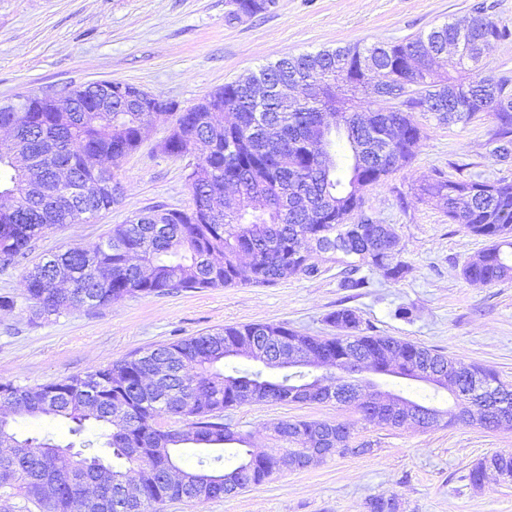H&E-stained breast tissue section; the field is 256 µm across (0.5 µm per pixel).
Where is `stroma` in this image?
Returning a JSON list of instances; mask_svg holds the SVG:
<instances>
[{
	"instance_id": "1",
	"label": "stroma",
	"mask_w": 512,
	"mask_h": 512,
	"mask_svg": "<svg viewBox=\"0 0 512 512\" xmlns=\"http://www.w3.org/2000/svg\"><path fill=\"white\" fill-rule=\"evenodd\" d=\"M484 7L512 29V0H275L264 14L229 20L230 0H0V103L16 96L60 93L93 81L134 85L190 108L225 84L241 81L287 55L348 44L404 41ZM422 141L415 157L364 192V210L395 228L405 278L387 281L362 269L368 285L341 288L344 266L328 258L319 272L257 286L136 295L97 309L76 307L34 318L24 305L0 310V380L39 386L91 367L227 325L287 324L330 336L327 314L357 311L366 334L394 336L441 350L460 365L494 369L512 384V279L470 284L463 266L483 239L449 223L416 189L436 175L512 179V159L490 153L493 122L440 124L416 113ZM171 119L157 120L140 147L116 169L120 197L112 210L38 238L30 259L78 244L94 246L129 216L157 205L189 209L187 175L200 157L160 153ZM413 308L412 320L395 317ZM349 421L362 455H332L302 470L283 469L266 482L204 503L165 502L162 512H367L369 497H397L403 512H512V482L488 474L480 487L465 478L478 459L512 449V423L494 429L440 422L394 428L361 421L333 401H270L226 410L224 421L271 449L283 420Z\"/></svg>"
}]
</instances>
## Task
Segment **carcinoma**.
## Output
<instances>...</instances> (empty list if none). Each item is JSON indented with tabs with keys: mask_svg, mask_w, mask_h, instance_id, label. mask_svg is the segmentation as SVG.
Returning <instances> with one entry per match:
<instances>
[{
	"mask_svg": "<svg viewBox=\"0 0 512 512\" xmlns=\"http://www.w3.org/2000/svg\"><path fill=\"white\" fill-rule=\"evenodd\" d=\"M239 9L228 19L262 14L274 0H234ZM512 32L481 7L461 26L444 23L408 41L350 44L335 49L283 57L264 65L244 82L228 84L208 100L232 120L220 122L202 104L179 112L172 139L160 152L176 157L203 145L197 170L187 175L192 195H204L208 211L157 206L117 224L108 238L87 248L67 247L25 270L20 297L1 296L0 308L13 309L22 299L33 317L47 319L74 307L110 305L136 294H170L219 288L237 283L264 285L294 274L318 272L320 257L339 258L348 275L341 287L357 290L367 280L355 277L365 265L398 281L408 272L399 258L398 237L387 224L377 225L383 239L375 249L352 241L347 221L363 205V191L388 179L409 163L420 147L422 132L414 113L436 100L440 124L467 123L480 112L494 122L492 153L512 158V81L496 77L488 64L474 66L494 42ZM467 42V58L456 61L470 72L467 79L442 75L436 59L448 47ZM72 112H15L0 105V126L12 139L0 144V270L26 258L32 241L63 224H79L119 203L114 173L96 169L89 159L117 164L136 151L146 131L175 105L158 100L159 112H132L133 102L113 101L96 88L75 89ZM82 183L84 192L65 204L49 193L60 171ZM238 194L230 205L225 190ZM422 198L436 201L451 224H461L486 245L462 269L473 285L488 286L512 278V181L479 176H442L419 186ZM326 323L334 336H311L284 324L251 323L226 326L189 336L105 366L83 376L29 387L0 383V443L30 449L17 466L0 464V489L21 496L40 512H160L168 500L198 502L232 494L224 486L203 488L197 481L211 471L204 466L225 459L232 450L238 465L218 472L229 482L246 478L245 487L260 485L273 474L267 451L251 446L247 436L223 421L224 410L237 407L235 389L261 391L256 402L279 401L281 395L335 381L336 363L302 361L270 380L263 371L235 366L240 357L227 346L230 339L255 347L266 336H288L303 352L329 351L352 339L356 347L407 362L452 363L454 359L423 344L393 336L366 335L355 310L342 307ZM466 372L491 384L494 391L475 401L467 416L444 411L450 423L491 428L511 414L497 412L499 400L512 401V385L492 369L473 366ZM184 424L169 431L162 417ZM57 418L70 423L68 441L54 434L24 439L13 431L18 418ZM288 445L330 439L336 448L349 447L350 426L336 431L328 421L284 420L275 427ZM201 446L213 455L184 470L187 483L164 478L166 465L180 460V449ZM512 481V452L496 451L468 470L465 479L480 486L493 466ZM98 480L89 495L69 475ZM55 480L53 491L42 481ZM135 480L142 501H128L125 483ZM394 497L372 496L368 512H400Z\"/></svg>",
	"mask_w": 512,
	"mask_h": 512,
	"instance_id": "cac0c4a2",
	"label": "carcinoma"
}]
</instances>
